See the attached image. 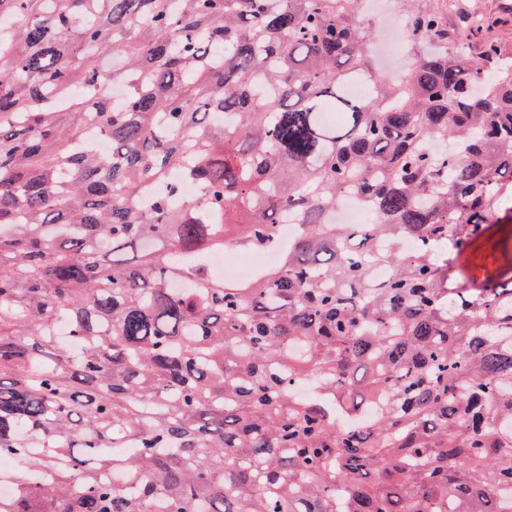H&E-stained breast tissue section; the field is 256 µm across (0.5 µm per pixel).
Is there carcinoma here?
<instances>
[{"label":"carcinoma","instance_id":"obj_1","mask_svg":"<svg viewBox=\"0 0 512 512\" xmlns=\"http://www.w3.org/2000/svg\"><path fill=\"white\" fill-rule=\"evenodd\" d=\"M360 2L0 0V512H512V54L403 0L390 83ZM365 216V210L353 194L344 196L336 206V213L333 220L336 224H347L350 221H357ZM279 247L264 252L253 259L245 260L242 255L233 250H225L224 255L218 254L210 259L211 267L217 274H224V271H233L238 277L249 278L255 270L269 265L278 259L283 248L292 240L299 231L300 225L297 216L293 212H283L279 222ZM491 230L481 239L471 244L461 253L456 255L454 266L458 268L475 269L479 273L480 280L483 278L498 279L504 273L512 277V237L511 247L504 249L501 245L504 231L511 227L512 215L510 218H501L498 224H492Z\"/></svg>","mask_w":512,"mask_h":512}]
</instances>
